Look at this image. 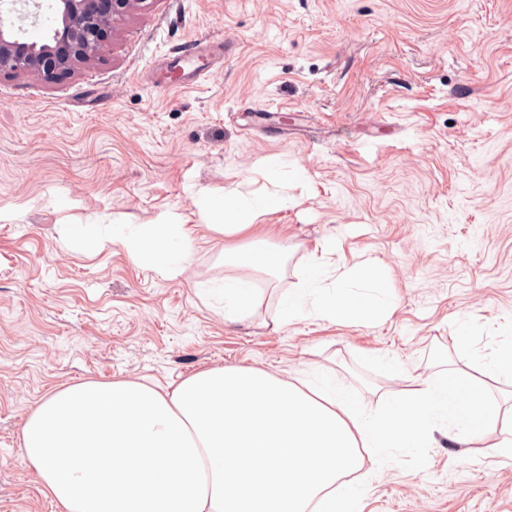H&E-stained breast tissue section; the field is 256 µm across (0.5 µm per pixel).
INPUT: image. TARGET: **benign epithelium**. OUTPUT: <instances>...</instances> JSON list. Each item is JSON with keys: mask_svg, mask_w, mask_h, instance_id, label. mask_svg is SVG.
Listing matches in <instances>:
<instances>
[{"mask_svg": "<svg viewBox=\"0 0 512 512\" xmlns=\"http://www.w3.org/2000/svg\"><path fill=\"white\" fill-rule=\"evenodd\" d=\"M145 0H57L60 24L46 42L11 38L0 22V74L54 80L93 62L112 25Z\"/></svg>", "mask_w": 512, "mask_h": 512, "instance_id": "obj_1", "label": "benign epithelium"}]
</instances>
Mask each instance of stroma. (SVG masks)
<instances>
[{
	"instance_id": "stroma-1",
	"label": "stroma",
	"mask_w": 512,
	"mask_h": 512,
	"mask_svg": "<svg viewBox=\"0 0 512 512\" xmlns=\"http://www.w3.org/2000/svg\"><path fill=\"white\" fill-rule=\"evenodd\" d=\"M6 20L42 42L59 23L52 0ZM184 54L207 78L179 88ZM204 194L282 204L227 237ZM163 218L195 238L177 276L98 243ZM251 241L287 262L228 322L224 250ZM316 263L377 266L391 309L276 327ZM511 342L512 0H144L73 75H0V512H56L20 432L71 383L251 366L326 375L369 412L460 375L498 402L512 387L472 362ZM494 439L391 451L359 512H512Z\"/></svg>"
}]
</instances>
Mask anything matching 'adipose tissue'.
<instances>
[{"instance_id": "obj_1", "label": "adipose tissue", "mask_w": 512, "mask_h": 512, "mask_svg": "<svg viewBox=\"0 0 512 512\" xmlns=\"http://www.w3.org/2000/svg\"><path fill=\"white\" fill-rule=\"evenodd\" d=\"M198 208L224 235L247 228L273 203L204 195ZM141 265L184 270L194 239L182 224H116L107 237ZM277 256L252 246L225 249L224 318L248 316L257 301L245 270ZM359 287L308 271L283 298L278 322L313 312L361 318L387 308L384 281L366 269ZM498 406L473 388L414 381L411 396L376 413L356 409L324 380L292 383L264 370L214 366L170 389L143 382L85 380L46 395L24 421L22 458L58 512H356L362 491L346 475L375 471L390 449L429 444L438 427L481 442Z\"/></svg>"}]
</instances>
